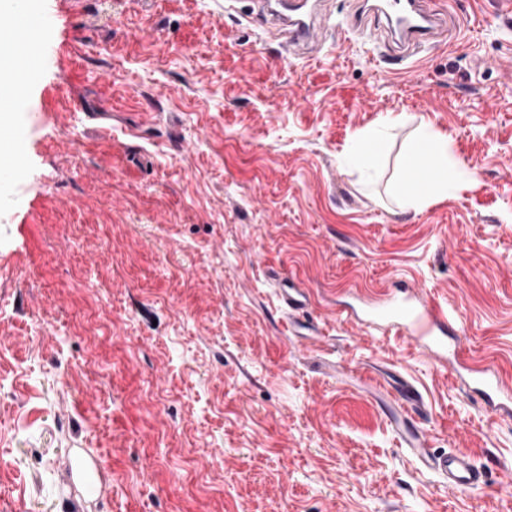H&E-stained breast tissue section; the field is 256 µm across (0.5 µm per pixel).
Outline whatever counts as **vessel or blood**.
I'll use <instances>...</instances> for the list:
<instances>
[{
	"label": "vessel or blood",
	"instance_id": "b4317fda",
	"mask_svg": "<svg viewBox=\"0 0 512 512\" xmlns=\"http://www.w3.org/2000/svg\"><path fill=\"white\" fill-rule=\"evenodd\" d=\"M258 16L265 31L280 33L281 49L286 57L309 58L319 49L323 27L320 0H256ZM362 11L383 17L390 28L398 29L408 46L420 50L446 42L448 27L443 20L447 11L444 0H362ZM53 9L39 14L26 12L22 0H14L11 9L0 15V66L12 65L13 39L17 26L37 31L53 25ZM26 142L10 127L0 128V175L22 182L17 165L25 153ZM279 295L288 308L289 318H296L306 308L305 292L291 283H283ZM355 323L363 330L391 333L410 339L426 356L450 371L467 392L478 396L483 406L496 418L512 417V382L500 375L493 360L466 362L462 357L457 317L448 308L427 299L422 289L407 288L383 292L353 310ZM376 398L390 405L389 424L400 447L420 465L432 470L449 487L481 488L486 483L484 470L464 454H433L429 435L423 426L427 412L419 390L410 382L380 375L370 384Z\"/></svg>",
	"mask_w": 512,
	"mask_h": 512
}]
</instances>
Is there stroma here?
I'll list each match as a JSON object with an SVG mask.
<instances>
[{
	"mask_svg": "<svg viewBox=\"0 0 512 512\" xmlns=\"http://www.w3.org/2000/svg\"><path fill=\"white\" fill-rule=\"evenodd\" d=\"M494 2L450 0L451 40L399 74L354 0H330L310 60L283 59L251 0L62 5L10 117L23 184H0V512H512V419L345 319L419 284L512 381V24ZM391 112L388 160L360 181L342 152ZM426 121L478 182L403 212L386 183ZM284 277L319 340L285 319ZM377 367L422 392L433 449L473 458L482 489L400 447L363 383Z\"/></svg>",
	"mask_w": 512,
	"mask_h": 512,
	"instance_id": "1",
	"label": "stroma"
}]
</instances>
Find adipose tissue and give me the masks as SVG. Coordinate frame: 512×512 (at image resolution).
<instances>
[{
  "label": "adipose tissue",
  "mask_w": 512,
  "mask_h": 512,
  "mask_svg": "<svg viewBox=\"0 0 512 512\" xmlns=\"http://www.w3.org/2000/svg\"><path fill=\"white\" fill-rule=\"evenodd\" d=\"M402 121V116H391L355 133L350 155L360 175H367L383 160L386 142ZM475 180L474 172L453 155L447 135L425 123L406 141L386 191L399 207L419 212L451 197L460 183Z\"/></svg>",
  "instance_id": "obj_1"
}]
</instances>
